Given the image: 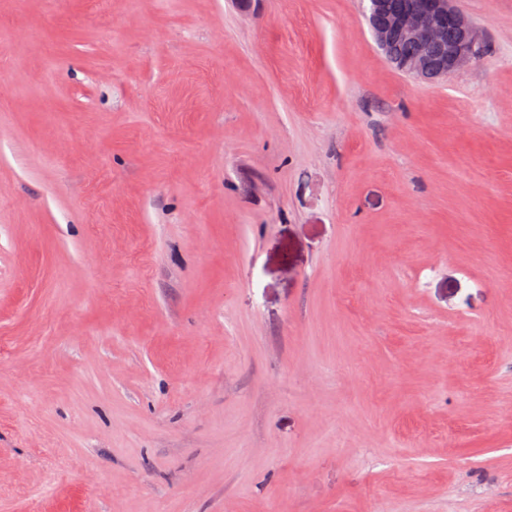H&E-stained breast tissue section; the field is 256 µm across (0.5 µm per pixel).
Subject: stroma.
I'll return each instance as SVG.
<instances>
[{
    "instance_id": "obj_1",
    "label": "stroma",
    "mask_w": 512,
    "mask_h": 512,
    "mask_svg": "<svg viewBox=\"0 0 512 512\" xmlns=\"http://www.w3.org/2000/svg\"><path fill=\"white\" fill-rule=\"evenodd\" d=\"M0 0V512H512V0ZM387 1L400 4L391 6ZM368 2V18L376 43L391 66L411 77L427 81L447 79L485 52L482 31L454 6V0ZM448 31L453 35L451 40ZM395 40L419 44L426 51L405 58L391 57L388 48ZM404 41L392 46L393 55L417 52V46Z\"/></svg>"
}]
</instances>
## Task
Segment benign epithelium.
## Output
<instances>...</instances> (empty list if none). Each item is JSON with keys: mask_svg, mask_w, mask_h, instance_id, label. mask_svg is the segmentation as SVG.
<instances>
[{"mask_svg": "<svg viewBox=\"0 0 512 512\" xmlns=\"http://www.w3.org/2000/svg\"><path fill=\"white\" fill-rule=\"evenodd\" d=\"M370 28L379 48L395 69L418 79L438 81L470 66L484 43L482 31L454 0H369ZM395 40L425 47L405 58L388 55Z\"/></svg>", "mask_w": 512, "mask_h": 512, "instance_id": "7a95c632", "label": "benign epithelium"}]
</instances>
